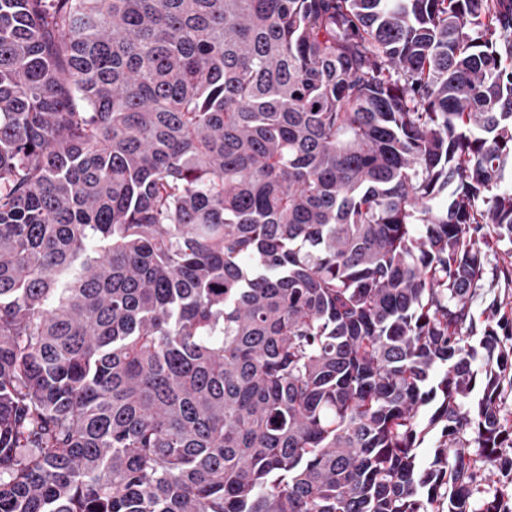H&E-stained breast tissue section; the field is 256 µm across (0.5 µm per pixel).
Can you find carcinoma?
I'll list each match as a JSON object with an SVG mask.
<instances>
[{
	"instance_id": "carcinoma-1",
	"label": "carcinoma",
	"mask_w": 512,
	"mask_h": 512,
	"mask_svg": "<svg viewBox=\"0 0 512 512\" xmlns=\"http://www.w3.org/2000/svg\"><path fill=\"white\" fill-rule=\"evenodd\" d=\"M510 159L512 0H0V512H512ZM484 296L483 299L479 298L473 304L475 309L476 316H480L481 321L484 320V316L481 315V312L486 308L487 304L496 297L498 301L503 302L504 305H508L507 309L510 311V307H512V282L507 280H503L500 278L499 280L491 283V277H489L483 287Z\"/></svg>"
}]
</instances>
